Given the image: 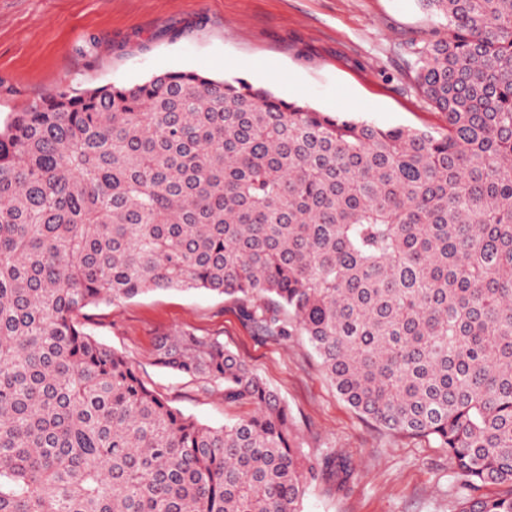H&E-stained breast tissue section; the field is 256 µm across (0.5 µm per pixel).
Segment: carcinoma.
Listing matches in <instances>:
<instances>
[{
    "mask_svg": "<svg viewBox=\"0 0 512 512\" xmlns=\"http://www.w3.org/2000/svg\"><path fill=\"white\" fill-rule=\"evenodd\" d=\"M419 3L447 19L413 51L438 136L198 71L0 126V512H299L315 467L251 366L191 332L156 345L253 406L212 427L78 319L157 289L307 337L363 417L433 439L466 489L512 488V0Z\"/></svg>",
    "mask_w": 512,
    "mask_h": 512,
    "instance_id": "1",
    "label": "carcinoma"
}]
</instances>
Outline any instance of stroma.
Here are the masks:
<instances>
[{
	"label": "stroma",
	"mask_w": 512,
	"mask_h": 512,
	"mask_svg": "<svg viewBox=\"0 0 512 512\" xmlns=\"http://www.w3.org/2000/svg\"><path fill=\"white\" fill-rule=\"evenodd\" d=\"M434 23L416 0H0V124L61 88L134 85L175 68L238 77L284 99L385 127L440 133L414 84ZM93 337L133 360L172 406L221 426L248 416L221 389L155 364L162 336L223 342L287 403L317 472L301 512H460L467 492L434 441L382 428L337 392L305 337L262 339L224 296L157 290L84 310ZM350 471L345 490L325 459Z\"/></svg>",
	"instance_id": "obj_1"
}]
</instances>
